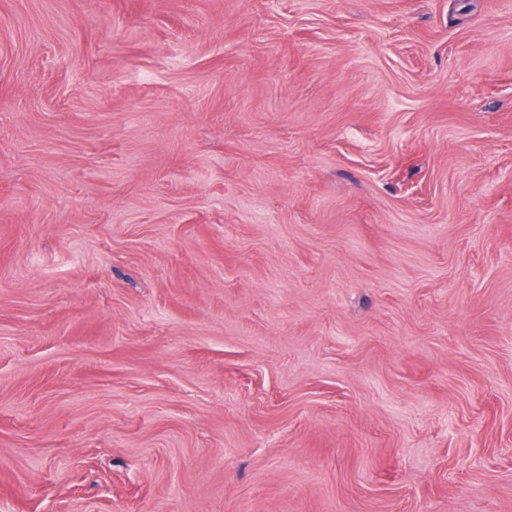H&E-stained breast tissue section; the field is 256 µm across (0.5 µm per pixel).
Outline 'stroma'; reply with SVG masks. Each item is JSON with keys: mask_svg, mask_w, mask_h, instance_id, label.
Wrapping results in <instances>:
<instances>
[{"mask_svg": "<svg viewBox=\"0 0 512 512\" xmlns=\"http://www.w3.org/2000/svg\"><path fill=\"white\" fill-rule=\"evenodd\" d=\"M0 512H512V0H0Z\"/></svg>", "mask_w": 512, "mask_h": 512, "instance_id": "stroma-1", "label": "stroma"}]
</instances>
